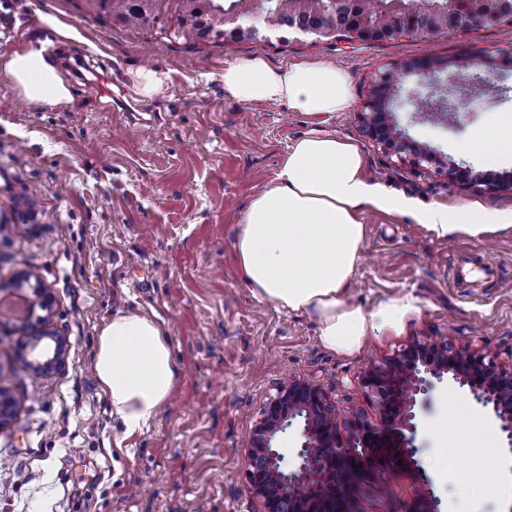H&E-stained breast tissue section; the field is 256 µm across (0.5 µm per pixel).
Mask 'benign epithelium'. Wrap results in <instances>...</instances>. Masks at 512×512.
Listing matches in <instances>:
<instances>
[{"mask_svg": "<svg viewBox=\"0 0 512 512\" xmlns=\"http://www.w3.org/2000/svg\"><path fill=\"white\" fill-rule=\"evenodd\" d=\"M257 11H224V25L231 34L256 35L259 28L240 24L245 16L260 14L263 21L279 11H300L311 4L321 16L316 26H300L298 30L317 39L341 33L349 41L390 40L413 34L410 21L420 12L417 0H389L380 14L389 19L386 25L359 9L360 0H252ZM490 10L476 15L470 0H442L428 14L439 29L466 30L474 26L495 25L504 20L512 22V9L501 7V0H489ZM348 14L349 23L336 27L335 15ZM368 134L386 150L400 153L412 150L416 159L437 163V156L414 146L394 124L376 113L367 128ZM50 297L35 290L27 317L44 320L35 310L49 311ZM66 340L57 337L46 326L33 329L21 346L20 357L26 368L43 372L64 362ZM461 389H468L473 399L500 421L512 447V361L502 363L468 346L450 347L448 342L417 341L388 361L372 363L361 375V384L374 396L383 410V418L375 424L358 412L338 406L324 390L308 379H285L274 396L264 405L255 424L247 453L245 470L249 494L263 499L267 512H311L324 485L339 480L342 500L337 512H355L354 504L364 484L389 487L391 475L409 477L412 492L406 499L387 497V512H439L438 499L433 494L431 480L409 456L410 434L415 432L412 411L417 396L433 387V381L444 378ZM345 412L349 425L345 432L338 428V416ZM302 421L300 446L285 453L273 446L275 437L289 428L293 421ZM392 444L400 447L402 463L380 462V449Z\"/></svg>", "mask_w": 512, "mask_h": 512, "instance_id": "obj_1", "label": "benign epithelium"}]
</instances>
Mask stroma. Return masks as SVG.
Here are the masks:
<instances>
[{"instance_id": "35a3bbf8", "label": "stroma", "mask_w": 512, "mask_h": 512, "mask_svg": "<svg viewBox=\"0 0 512 512\" xmlns=\"http://www.w3.org/2000/svg\"><path fill=\"white\" fill-rule=\"evenodd\" d=\"M46 13L68 17L83 39L48 48L69 80L68 105L27 104L0 74V303L43 288L52 298L48 327L68 350L51 373L24 369L26 332L0 314V390L17 409L0 430V512H265L245 487L247 442L285 377L315 380L376 422L379 406L361 375L413 342L445 340L502 361L512 354V223L479 237L440 236L411 217L362 208L365 241L348 301L370 311L410 293L420 311L352 355L320 344L315 316L253 298L234 253L249 199L312 130L356 142L371 178L418 202L512 211V159L490 166L457 149L512 111V23L353 43L280 27L194 46L102 21L83 0H0V54L49 41ZM256 56L275 68L336 64L351 81V108L315 114L225 98V65ZM432 58L440 70H421ZM141 67L168 73L160 95L136 97L130 73ZM478 72L492 85L474 83ZM386 74L396 84L397 129L440 165H413L368 136L363 118ZM414 93L452 101L455 121L418 108ZM123 95L136 97L138 111L116 107ZM459 164L500 188L453 180L448 170ZM139 311L164 324L178 382L149 426L128 436L93 362L101 328ZM466 410L482 412L449 383L419 395L413 457L441 512H512V455L497 423L489 425L497 467L485 488L454 478L477 469L481 451L446 447L436 428Z\"/></svg>"}]
</instances>
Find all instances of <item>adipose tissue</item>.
<instances>
[{"mask_svg": "<svg viewBox=\"0 0 512 512\" xmlns=\"http://www.w3.org/2000/svg\"><path fill=\"white\" fill-rule=\"evenodd\" d=\"M7 75L31 104L57 107L72 100L45 42L30 40L0 56ZM224 94L242 104L288 103L300 112H343L352 103L347 74L328 62H296L275 69L261 57L224 67ZM463 151L489 163L512 157V114L492 120ZM413 216L440 234L477 237L498 223L475 205L421 208L371 180L358 145L312 131L295 140L273 180L240 216L235 252L254 297L289 312H308L319 339L340 354L359 352L374 332L400 330L419 311L409 294L372 311L348 303L345 289L358 267L364 226L360 207ZM101 393L126 434L142 431L168 400L177 380L165 328L149 313L118 314L101 329L94 358Z\"/></svg>", "mask_w": 512, "mask_h": 512, "instance_id": "adipose-tissue-1", "label": "adipose tissue"}]
</instances>
